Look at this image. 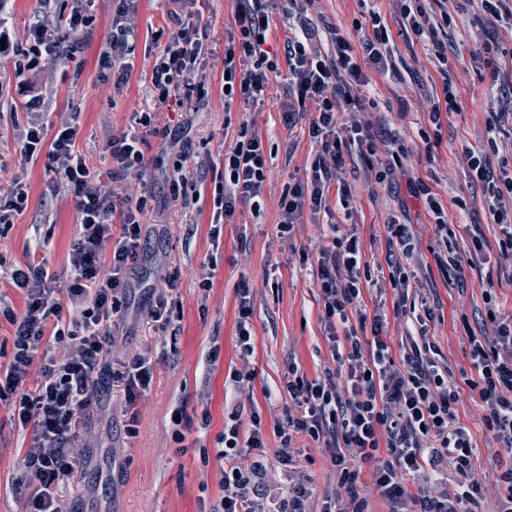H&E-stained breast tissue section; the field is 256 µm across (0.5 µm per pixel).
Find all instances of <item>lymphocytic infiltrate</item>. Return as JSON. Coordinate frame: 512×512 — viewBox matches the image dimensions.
Returning a JSON list of instances; mask_svg holds the SVG:
<instances>
[{"label": "lymphocytic infiltrate", "mask_w": 512, "mask_h": 512, "mask_svg": "<svg viewBox=\"0 0 512 512\" xmlns=\"http://www.w3.org/2000/svg\"><path fill=\"white\" fill-rule=\"evenodd\" d=\"M91 0H71L52 20H38L23 37H16L4 20L7 0H0V61L12 63L17 73L36 75L63 56H73L66 38L81 33L93 18ZM167 41L158 54L149 81L151 101L134 112L127 130L111 134L105 150L112 166L91 169L75 148V113L61 116L55 129L43 123L45 96L40 87L20 83L19 93L29 116L21 134L26 158L43 154L48 159L56 191L71 195L80 215V231L69 251V274L59 280L46 262L33 258L11 274L15 288L25 295L22 312L0 307V316L12 326V360L0 372V403L12 407L20 428L32 429L19 482L30 490L25 512H63L56 495L60 480L73 469L80 430L90 408L112 385L124 387L127 403L149 389L154 366L149 357L133 356L120 367L108 358L116 344L114 317L134 290L133 270L145 254L142 217L147 196L116 200L114 180L130 172H143L142 146L147 137H161L163 144L179 143L180 131L158 124L159 110L169 105L174 92L184 98L202 95V86L190 76L201 65L209 38L208 29L186 12L185 0H173ZM269 0H235V27L224 46V102L258 103L264 100L273 75L286 72L287 87L281 104L286 126L307 119L308 136L318 151L303 176L294 178L280 201L281 232L292 231L304 211L321 212L329 188L344 164V153L375 154L377 141L389 140L387 131L372 134L359 122H342L341 113L355 108L354 87L367 84L369 71L389 68V26L376 10L353 22L351 32L336 34L333 56L314 51L319 27L308 16L303 0H288V16L296 34L284 51L265 47L270 18ZM444 0H401L406 33L429 40L440 64H447L446 46L439 31L457 21L443 7ZM137 0H116L112 32L99 55L101 68L112 73V84L123 89L129 71L123 57L136 36ZM464 160L472 182L481 185L490 212L499 226L497 249L501 259L512 262V175L494 171L486 150L465 149ZM267 179L265 147L261 137L241 127L234 146L224 153V180L213 191L215 218L232 217L238 205L260 210ZM416 194L425 197L442 236L448 257L446 271L456 282L465 279L471 256L483 247L481 236L471 238L469 249H460L449 229L446 213L425 182ZM370 266L363 261L355 234L331 235L312 266L319 290L321 319L333 367L310 379L297 366L288 368V394L294 410L286 414L278 434V458L293 461V441L308 437L322 443L331 468L338 476L327 492L321 512H370L367 498L357 489L360 468L375 461L373 482L390 512H478L483 489L472 473L475 445L468 430L455 422L454 406L460 386H467L482 406V424L505 453L512 455V315L500 311L494 287L483 292L490 336L473 340L471 372L457 383L448 362L435 360V345L426 325H419L401 358H394L382 331V315L367 317L360 308L363 276ZM71 306L69 327L59 318ZM371 322L373 339L363 343L355 322ZM67 341L59 357L43 358L42 378L33 390L23 384L28 369L39 357L45 334ZM249 415L248 436H241L242 415ZM217 452L224 462L222 494L211 512H308L310 480L300 476L288 489L266 484L270 466L265 435L258 412H245L235 404L224 416V431ZM458 474L453 488L426 491L425 485L444 465ZM423 487L410 491L406 476Z\"/></svg>", "instance_id": "lymphocytic-infiltrate-1"}]
</instances>
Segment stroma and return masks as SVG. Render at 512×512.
<instances>
[{
    "label": "stroma",
    "instance_id": "35a3bbf8",
    "mask_svg": "<svg viewBox=\"0 0 512 512\" xmlns=\"http://www.w3.org/2000/svg\"><path fill=\"white\" fill-rule=\"evenodd\" d=\"M113 0H95L92 26L75 36L73 58H60L44 74L47 91L45 123L57 113L78 115L76 149L89 167L111 168L103 144L112 131L125 128L132 112L144 106L145 81L156 54L164 45L158 33L167 25L169 0H138L136 38L128 55L131 78L123 90L101 77L100 52L112 29ZM188 11L200 13L208 27L205 66L193 82L202 84L206 96L188 108L182 120L191 142L188 153L164 148L149 138L143 147L147 160L160 161L162 169L184 168L191 177L186 201L169 197L159 171L151 172L154 197L143 222L151 236L147 256L139 265V286L116 327L114 365L132 355L151 357L154 377L149 391L139 398L135 426H128L123 386H115L91 410L84 429L89 443L78 456L72 473L60 483L58 493L75 512H208L222 493L224 463L217 458L218 438L224 430L226 400L240 399L245 408L259 412L268 455L280 446L276 427L292 400L288 395L289 364H297L308 378L332 366L325 340L318 290L308 265L329 234L355 231L362 255L372 267V283L362 291L361 307L367 315L383 314L384 333L393 356L411 328L410 317L396 309L394 291L379 270L388 257H399L389 226L410 225L415 258L408 261L411 274L409 303L427 315L429 336L441 358L454 369H469L471 337L484 336L487 323L482 299L486 284L496 289L503 314L512 313V281L503 276L496 238L484 196L468 176L464 148H486V127L493 113L512 112V96L501 87L512 82V49L501 48L497 66L483 67L476 52L487 42L507 37L503 22L475 7L458 14L448 29V70L457 87L461 109L443 120L441 143L434 160H427L418 131L426 111L442 85L438 65L427 42L407 36L399 21L396 0H375L374 6L391 29V49L396 72L375 73L357 94L358 117L371 129L392 132L394 139L377 146L376 156L402 155L387 185L373 187L368 162L359 153L346 155L339 180L351 189L349 206H342L337 188H330V213L304 212L293 235H282L279 199L289 178L303 175L317 151L308 137V122L286 128L281 119L284 77L270 83L263 102L225 107L224 42L234 25V0H187ZM20 79L12 65L0 63V180L23 171L30 186L29 204L13 224L0 231V301L22 311L25 296L14 288L11 273L39 251L51 270L67 274L68 253L76 237L78 212L70 196L54 195L44 159L28 160L20 152V133L27 122L17 88ZM262 137L268 175L263 208L254 212L241 205L221 228L212 224V190L224 176V151L234 144L241 124ZM427 182L448 213V225L460 246L470 240L466 225H479L484 249L466 272L464 287L449 285L435 255L442 252L425 198L415 194L418 181ZM465 198L467 215H458L454 198ZM166 262L178 279L167 297L172 307L170 323L153 321L149 310L158 292L154 268ZM213 268L210 290L198 286L201 266ZM248 288L253 299L252 350L243 352L236 339L238 291ZM248 372L252 380L236 393L232 374ZM458 420L467 426L476 444L473 469L484 497L480 512H496L507 489L501 473L512 457L482 423V409L469 389H462L455 406ZM209 413L210 426L201 430L175 425L176 414L198 418ZM30 433L19 430L8 406H0V512H22L25 495L17 484ZM297 469L311 478L312 512H319L330 487V465L324 448L305 438L297 441Z\"/></svg>",
    "mask_w": 512,
    "mask_h": 512
}]
</instances>
